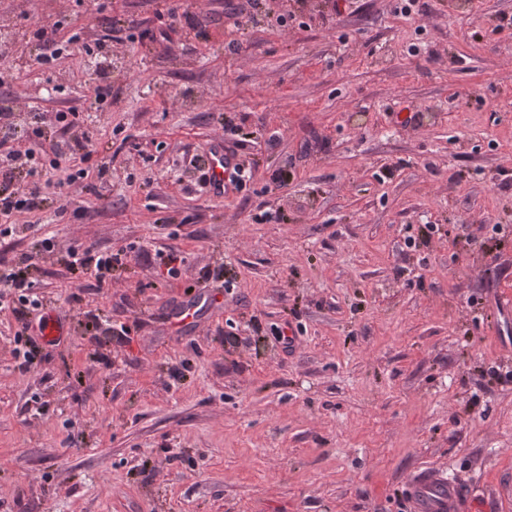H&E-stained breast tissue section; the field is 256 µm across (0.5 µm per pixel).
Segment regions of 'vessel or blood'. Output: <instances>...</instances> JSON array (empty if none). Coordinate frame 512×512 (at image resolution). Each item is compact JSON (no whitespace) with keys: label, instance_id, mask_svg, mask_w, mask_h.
<instances>
[{"label":"vessel or blood","instance_id":"b4317fda","mask_svg":"<svg viewBox=\"0 0 512 512\" xmlns=\"http://www.w3.org/2000/svg\"><path fill=\"white\" fill-rule=\"evenodd\" d=\"M237 155L227 151L223 140H216L208 152L207 174L213 192H228L229 178L238 165ZM410 512H468V496L436 467L418 470L406 489Z\"/></svg>","mask_w":512,"mask_h":512}]
</instances>
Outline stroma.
<instances>
[{"label":"stroma","mask_w":512,"mask_h":512,"mask_svg":"<svg viewBox=\"0 0 512 512\" xmlns=\"http://www.w3.org/2000/svg\"><path fill=\"white\" fill-rule=\"evenodd\" d=\"M402 5L273 0L238 27L233 0H0L15 123L67 140L56 112L112 85L90 158L53 172L82 186L0 238L65 327L31 330L23 373L0 311V512H407L427 466L512 512V0ZM58 21L81 44L45 72L32 33ZM218 137L249 172L223 197L199 185ZM131 244L101 280L69 264Z\"/></svg>","instance_id":"35a3bbf8"}]
</instances>
